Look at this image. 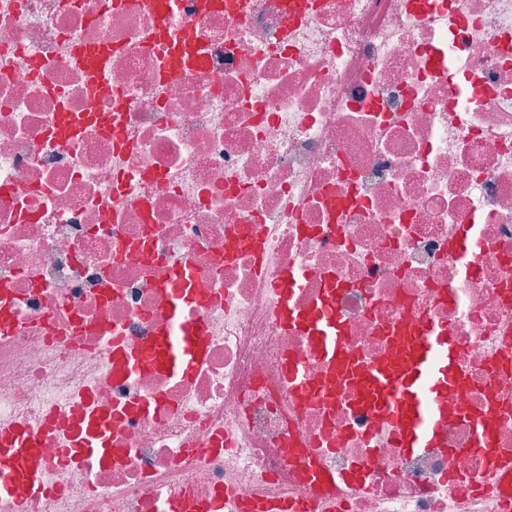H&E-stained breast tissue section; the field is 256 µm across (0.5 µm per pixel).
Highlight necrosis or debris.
I'll use <instances>...</instances> for the list:
<instances>
[{"label": "necrosis or debris", "instance_id": "1", "mask_svg": "<svg viewBox=\"0 0 512 512\" xmlns=\"http://www.w3.org/2000/svg\"><path fill=\"white\" fill-rule=\"evenodd\" d=\"M182 34L204 65L174 59ZM464 231L478 253L450 250ZM329 273L360 364L392 368L403 326L451 334L468 385L421 453L356 386L321 397L330 366L288 318L318 314ZM186 326L190 372L116 373ZM80 407L109 421L103 461L67 452ZM18 426L45 432L44 489L0 512H278L312 498L307 468L358 464L339 512H512L471 483L512 457V0H176L162 22L147 0H0V430Z\"/></svg>", "mask_w": 512, "mask_h": 512}]
</instances>
